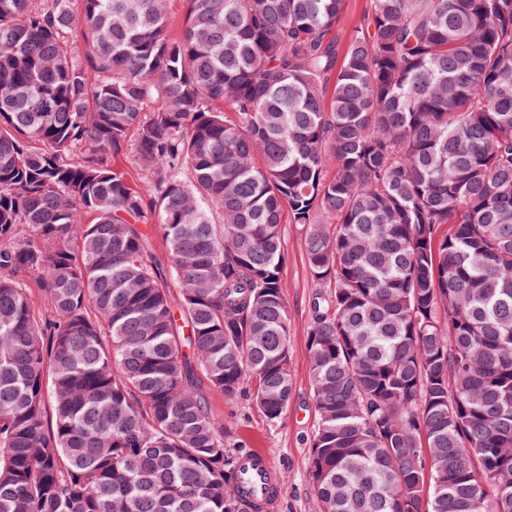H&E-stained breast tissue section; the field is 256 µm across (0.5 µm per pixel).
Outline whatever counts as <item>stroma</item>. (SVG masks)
<instances>
[{"instance_id": "stroma-1", "label": "stroma", "mask_w": 512, "mask_h": 512, "mask_svg": "<svg viewBox=\"0 0 512 512\" xmlns=\"http://www.w3.org/2000/svg\"><path fill=\"white\" fill-rule=\"evenodd\" d=\"M283 292L291 317V371L293 398L286 418L270 426L247 401L211 395L213 407L231 422L227 440L246 449L267 452L276 466L281 499L275 512H311L313 489L309 481V441L316 423L307 354L309 304L316 292L304 251L303 236L296 225L283 227Z\"/></svg>"}]
</instances>
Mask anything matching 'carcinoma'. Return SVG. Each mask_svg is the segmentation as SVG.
<instances>
[{
    "instance_id": "cac0c4a2",
    "label": "carcinoma",
    "mask_w": 512,
    "mask_h": 512,
    "mask_svg": "<svg viewBox=\"0 0 512 512\" xmlns=\"http://www.w3.org/2000/svg\"><path fill=\"white\" fill-rule=\"evenodd\" d=\"M181 2L0 0V512H252L285 224L312 512H512V0ZM369 8V0H346V15L340 30L341 45L346 46L351 30L358 25ZM144 221L145 223H143L142 228L143 232L147 235L148 240V259L152 260L159 267L164 268V270L166 271L169 285L171 286V291L175 292L177 288H174L176 287V283L169 273L168 249L166 242L163 239L161 233L159 232L156 224H153L149 217H147V219H145ZM284 262L281 270L283 292L291 317V371L293 398L288 415L272 427L265 417L243 399L230 400L213 392V407L232 421L226 439L250 451L240 461L246 491L273 507L278 495L274 482L277 471L281 499L276 509L265 512H312L313 489L309 481V441L316 424L307 354L309 304L317 289L309 273L303 236L295 224L283 225Z\"/></svg>"
}]
</instances>
